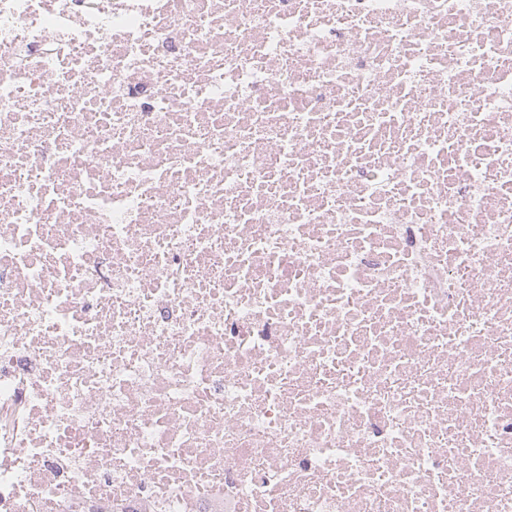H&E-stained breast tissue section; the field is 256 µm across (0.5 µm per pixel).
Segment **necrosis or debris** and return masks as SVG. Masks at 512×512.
<instances>
[{
	"mask_svg": "<svg viewBox=\"0 0 512 512\" xmlns=\"http://www.w3.org/2000/svg\"><path fill=\"white\" fill-rule=\"evenodd\" d=\"M0 512H512V0H0Z\"/></svg>",
	"mask_w": 512,
	"mask_h": 512,
	"instance_id": "necrosis-or-debris-1",
	"label": "necrosis or debris"
}]
</instances>
